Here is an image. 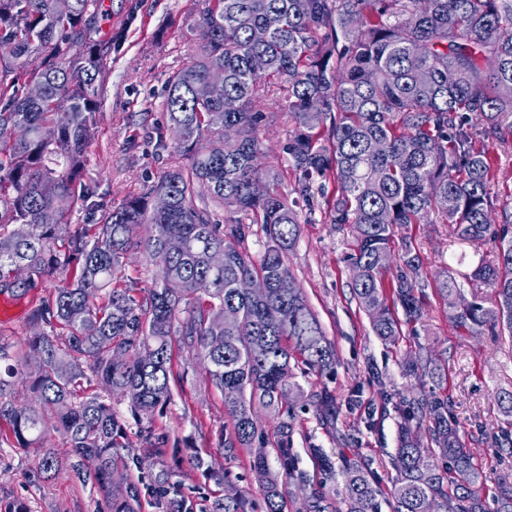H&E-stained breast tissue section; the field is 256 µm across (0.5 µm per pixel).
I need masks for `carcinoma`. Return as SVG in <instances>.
Listing matches in <instances>:
<instances>
[{"label":"carcinoma","instance_id":"carcinoma-1","mask_svg":"<svg viewBox=\"0 0 512 512\" xmlns=\"http://www.w3.org/2000/svg\"><path fill=\"white\" fill-rule=\"evenodd\" d=\"M196 29L197 55L169 77L163 102L176 151L189 164L167 171L145 193L110 211L90 229L66 221L64 198L82 186L93 137L100 77L120 34L99 30V0H0V294L25 291L66 271L53 295L33 314L37 332L12 351L0 342V447L37 449L32 472L41 482L66 464L43 446L46 430L60 432L78 460L93 463L85 479L110 512H141L140 483L112 482L127 465L126 421L112 397L127 402L137 437L155 436V417L171 402L173 350L202 355L211 383L224 394L229 418L221 447L250 452L261 473L263 512H287L289 486L306 493L305 512H485V475L457 425L453 400L426 389L443 387L448 364L421 354L404 364L418 391L397 406L400 421L385 491L378 473L347 458L311 449L317 477L298 467L293 448L298 411L310 406L336 425V394L324 386L303 399L295 369L325 372L336 354L288 269L300 235L299 212L274 189L252 191L265 176L260 122L269 88L287 87L280 113L294 123L288 162L295 191L313 198L317 177L333 178L326 200L332 224L354 239L349 264L353 298L381 341L396 344L402 326L423 325L429 282L420 274L415 239L398 236L412 224L440 222L463 242L495 239V251L472 272L486 286V306L448 307V319L470 333L512 339V212L490 221L489 144L512 138V0H205ZM265 58L258 72L251 59ZM224 71V99L208 94L210 73ZM37 82L42 95L29 96ZM56 135L47 140L43 129ZM244 220L219 224L198 205L197 186ZM168 197L158 211L154 197ZM265 229L259 258L240 247L251 225ZM181 242L148 288L123 283L132 250L150 256ZM224 252V267L210 254ZM396 254V273L384 280ZM24 266L28 279L17 283ZM243 277L268 285L243 295ZM443 301L461 293L446 269L437 283ZM238 318L224 323V308ZM150 349L147 362L140 351ZM506 417L495 437L512 446V391L497 395ZM272 417L267 430L258 415ZM342 476L336 488V476ZM497 512H512V483H497ZM242 495L215 503L214 512H249Z\"/></svg>","mask_w":512,"mask_h":512}]
</instances>
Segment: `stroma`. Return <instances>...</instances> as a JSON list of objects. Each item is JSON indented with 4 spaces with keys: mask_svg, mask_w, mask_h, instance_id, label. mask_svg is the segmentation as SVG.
I'll list each match as a JSON object with an SVG mask.
<instances>
[{
    "mask_svg": "<svg viewBox=\"0 0 512 512\" xmlns=\"http://www.w3.org/2000/svg\"><path fill=\"white\" fill-rule=\"evenodd\" d=\"M205 0H104L99 17L101 30L122 33L103 75L96 128L87 153L82 184L87 193L68 203L73 224H97L104 214L130 197L140 195L178 162L167 116L163 110L168 78L189 63L199 50L193 25ZM294 126L281 114H268L260 131L273 173L271 188L296 200L301 233L288 266L336 350L330 372L306 371L298 381L305 392L326 386L340 403L335 428L321 425L314 413H306L294 434L299 467L308 475L316 468L310 448L331 455H347L371 464L383 487L396 477L389 457L396 446L399 415L394 408L377 413L375 428L367 426V403L378 402V382L409 395L416 388L413 378L403 376L400 362L419 348L447 361L446 389L454 402L453 413L468 434V446L490 479L512 478V456L497 453L495 437L501 414L494 395L497 389H512V340L488 333L463 335L448 320V309L438 297H430L426 334L405 335L397 344L384 343L373 335L369 321L359 310L350 290L346 255L353 241L349 226L330 223L325 200L336 192L333 179H320L322 194L313 204L297 201L295 174L285 147ZM494 176L490 183L494 210L492 224H500L502 211L512 212V147L489 148ZM411 233L420 247L421 275L436 282L444 268H452L464 296L479 294L491 300L490 289L472 290L469 275L480 253H489L493 243L481 249L453 236L445 224H422ZM61 274L43 280L25 295L0 294V338L14 342L33 330L31 313L39 300L57 288ZM173 399L156 416L157 434L163 448L135 441L131 456L143 460L144 469L128 466V478L143 483L174 486L186 504V512H211L213 503L232 487L260 507L263 496L249 469V454L238 450L227 455L220 446V431L226 421L224 396L209 382L202 359L178 351L174 354ZM361 404H353V394ZM34 449L0 447V505L14 499L27 503L30 512H97L101 497L91 484L65 471L55 479L29 483L27 473ZM201 467H194V460ZM223 469L225 485L210 481L205 470Z\"/></svg>",
    "mask_w": 512,
    "mask_h": 512,
    "instance_id": "1",
    "label": "stroma"
}]
</instances>
